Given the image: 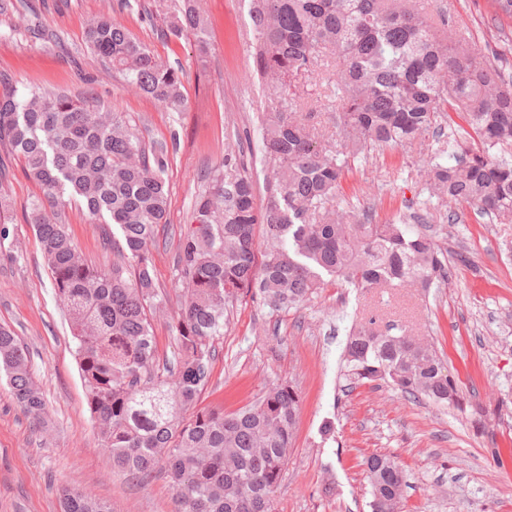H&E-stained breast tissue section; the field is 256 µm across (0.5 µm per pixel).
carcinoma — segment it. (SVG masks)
Returning a JSON list of instances; mask_svg holds the SVG:
<instances>
[{
  "label": "carcinoma",
  "mask_w": 512,
  "mask_h": 512,
  "mask_svg": "<svg viewBox=\"0 0 512 512\" xmlns=\"http://www.w3.org/2000/svg\"><path fill=\"white\" fill-rule=\"evenodd\" d=\"M170 2L162 35L190 33L207 52L194 0ZM249 15L255 70L277 95L260 135L272 190L258 206L251 175L229 156L196 200L194 223L178 244L181 304L171 331L179 353L165 376L155 373L150 320L158 296L151 247L169 196L164 158L146 156L120 112L63 93L0 88V146L23 160L42 190L28 220L69 314L98 446L111 453L113 469L142 484L163 474L176 512H273L294 445L301 396L287 380L234 413L199 406L230 305L254 291L271 306L296 307L328 278L353 288L424 290L448 278L446 251L429 234L377 224L368 208H327L345 174L340 156L412 143L449 111L463 112L480 148L463 147L452 165L429 162L427 182L440 199L512 220V161L493 153L512 144V77L453 39L446 12L435 23L420 0H250ZM86 41L131 86L173 112L184 106L179 70L124 25L94 18ZM328 51L336 58V144L327 146L289 108L301 98L295 79L315 72ZM68 200L118 227L120 236L106 231L104 240L122 262L98 269L82 258L59 219ZM344 362L354 384L386 382L462 408L436 349L380 329L374 315L352 328ZM0 373L24 416L44 426L46 403L27 349L1 326ZM362 470L371 512H402L409 484L399 461L373 454ZM62 504L63 512H112L79 492L64 493Z\"/></svg>",
  "instance_id": "obj_1"
}]
</instances>
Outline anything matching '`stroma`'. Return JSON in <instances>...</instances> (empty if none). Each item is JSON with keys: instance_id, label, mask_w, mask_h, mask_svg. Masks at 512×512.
<instances>
[{"instance_id": "obj_1", "label": "stroma", "mask_w": 512, "mask_h": 512, "mask_svg": "<svg viewBox=\"0 0 512 512\" xmlns=\"http://www.w3.org/2000/svg\"><path fill=\"white\" fill-rule=\"evenodd\" d=\"M34 14L0 15V76L17 88L36 87L124 113L149 153L164 156L169 207L152 249L154 279L164 306L153 314L158 357L174 362L170 328L177 308L175 253L194 203L211 172L235 153L251 174L259 203L269 196L268 165L259 150L268 93L253 66L255 37L249 0H195L208 25L210 51L192 37H162L169 0H34ZM446 9L493 64L512 74V17L494 0H428ZM107 15L127 26L182 73L187 99L172 112L128 89L123 75L90 52L85 29ZM300 107L319 140L336 136L333 89L307 81ZM463 114L451 113L441 134L350 162L337 203L370 208L376 221L421 219L447 252V280L429 290L360 291L331 282L304 304L277 309L246 297L228 312L224 334L200 404L231 413L252 404L281 379L302 397L293 451L273 500L274 512H370L361 467L376 453L397 456L410 487L403 512H512V221L479 215L466 204L430 195L426 160L449 162V139L464 140ZM0 212V326L26 347L46 400V426L35 432L0 376V512H61L63 489L108 501L115 512H173L165 478L140 484L112 468L98 448L62 307L28 222L41 190L23 162L4 155ZM64 219L89 263L111 267L99 225L68 204ZM374 314L383 323L432 344L464 397L462 409L439 408L402 395L389 384L347 388L343 350L352 325ZM335 436H321L325 421Z\"/></svg>"}]
</instances>
